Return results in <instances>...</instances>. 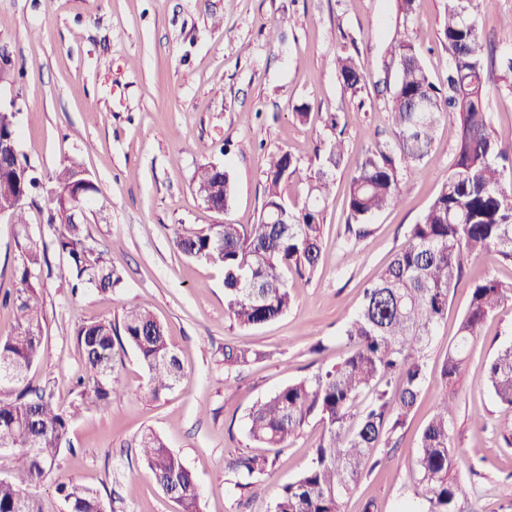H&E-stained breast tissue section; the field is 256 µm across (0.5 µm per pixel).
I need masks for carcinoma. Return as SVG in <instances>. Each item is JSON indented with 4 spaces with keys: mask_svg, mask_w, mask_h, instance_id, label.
Returning <instances> with one entry per match:
<instances>
[{
    "mask_svg": "<svg viewBox=\"0 0 512 512\" xmlns=\"http://www.w3.org/2000/svg\"><path fill=\"white\" fill-rule=\"evenodd\" d=\"M477 0H446L442 36L450 64L445 88L429 79L406 30H395L384 67L395 70L389 109L400 153L377 147L366 151L346 191L347 229L361 238L374 213L397 206L405 176L431 151L440 123L456 114L455 159L452 171L420 220L411 225L405 243L380 275L363 288L358 311L346 323L343 358L315 375L292 382L256 405L248 415L247 435L265 448H284L310 421L322 434L308 465L275 493L273 512H345V500L366 472L378 464L382 448L397 447L426 378L425 350L440 321L448 314L451 292L462 282L469 288L455 343L441 368L442 393L422 430L418 448L419 481L427 512L464 510L470 491L456 476L449 434L454 408L448 387L457 384L469 348L482 324L505 304H512V280H466L469 261L489 251L512 263V185L502 178V161L512 162V144L492 130L486 98L485 46L477 21ZM344 87L361 89L363 67L350 56L337 58ZM16 116L0 110V137L17 138ZM331 135L314 148L316 167L308 176V200L302 208L284 205L282 183L299 169L291 154L266 160L265 196L256 224H215L174 230L177 250L224 270L225 314L240 327L263 325L285 315L293 305L287 274L310 275L323 255L322 203L330 197L334 172L345 152L343 132L330 116ZM197 193L228 205L229 173L219 179L213 164L196 174ZM40 187L33 168L16 154L0 168V215L25 226V205ZM80 193L88 200L97 186L79 164L63 165L49 193L48 224L58 225V251L68 259L72 289L84 282L102 291L122 284V275L107 258L108 250L91 244L84 219L73 218L61 196ZM24 246L23 288L13 297L15 322L0 336V448L20 453L17 472L0 478V512H43L41 503L24 487L42 482L52 471L66 443L73 417L81 410L104 408L116 394V357L125 346L135 350L147 374L146 394L157 399L182 377V363L167 340L163 322L146 306L123 308L121 320L83 323L76 341L84 357L77 378L73 411L60 410L53 393L33 388L27 373L44 356L43 324L34 284L40 265L37 242ZM264 357L259 350L224 345V371L239 373ZM484 384L501 405L512 407V345L489 361ZM140 459L163 491L174 492L180 512H201L193 473L178 453L150 431L139 443ZM274 461L265 455L237 450L225 468L241 491L258 489ZM58 492L71 512H101L100 493L75 480L62 482Z\"/></svg>",
    "mask_w": 512,
    "mask_h": 512,
    "instance_id": "obj_1",
    "label": "carcinoma"
}]
</instances>
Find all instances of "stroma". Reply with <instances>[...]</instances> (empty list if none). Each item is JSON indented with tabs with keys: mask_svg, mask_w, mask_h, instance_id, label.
<instances>
[{
	"mask_svg": "<svg viewBox=\"0 0 512 512\" xmlns=\"http://www.w3.org/2000/svg\"><path fill=\"white\" fill-rule=\"evenodd\" d=\"M445 0H421L409 22L428 75L443 84L448 49L442 29ZM487 76L488 110L499 138L512 142V97L499 94V61L512 55V0H477ZM283 23V42L268 33ZM395 24L392 0H0V45L18 72L0 86L15 101L18 148L45 188L68 161L87 169L98 187L84 207L94 245L107 249L123 277L103 292L87 285L71 293L66 259L48 223L45 196L25 206L26 228L0 216V296L20 286L18 246L23 234L42 241L47 262L37 268L45 356L30 371L61 406L74 397L83 368L76 331L84 322L120 320L129 304L147 306L164 323L184 374L159 400L145 398L146 373L134 350L117 364L121 386L109 407L78 415L70 445L52 473L30 487L44 512H63L58 482L75 479L99 491L107 512H178L138 457L147 430L160 435L196 477L202 512H272L274 488L308 464L322 427L310 422L281 449L270 476L253 493L241 492L224 464L228 452L256 451L246 432L252 408L281 387L312 376L346 351L342 332L359 308L363 284L375 277L406 240L452 170L457 129L448 114L434 146L409 177L402 202L370 217L366 236L349 238L345 189L357 161L375 145L398 149L388 99L393 73L380 69ZM372 63L358 93L346 91L336 58ZM310 116L299 121L297 105ZM344 131L347 154L335 172L323 209V261L308 276H289L293 307L252 328L224 314V271L195 261L173 244L177 225L257 223L264 200L267 155L291 153L299 170L283 187L289 207L307 199L313 149L327 139L330 120ZM225 166L233 194L224 211L210 210L196 192L202 165ZM351 261H342L344 246ZM468 290L458 287L425 356L427 379L397 447L381 449L382 463L364 474L347 505L362 512H422L418 438L440 393V369L456 339ZM264 352L239 376L224 374L225 344ZM512 344V305L482 326L470 348L454 396L450 425L457 476L479 512H512V408L483 384L484 367Z\"/></svg>",
	"mask_w": 512,
	"mask_h": 512,
	"instance_id": "35a3bbf8",
	"label": "stroma"
}]
</instances>
